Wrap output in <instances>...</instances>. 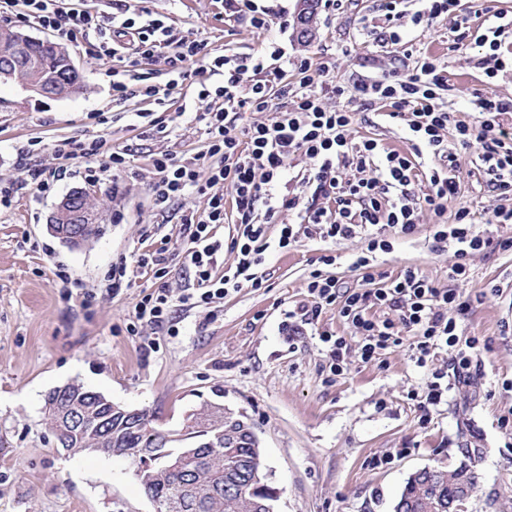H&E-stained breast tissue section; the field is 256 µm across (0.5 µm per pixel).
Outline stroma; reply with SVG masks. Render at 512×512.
<instances>
[{
  "mask_svg": "<svg viewBox=\"0 0 512 512\" xmlns=\"http://www.w3.org/2000/svg\"><path fill=\"white\" fill-rule=\"evenodd\" d=\"M380 3L319 6L317 34L306 44L293 28L274 22L260 30L247 18L230 16L222 0H151L149 7L168 16L177 36L237 57L278 44L289 56L329 64L328 80L342 86L411 71L423 56L436 58L448 70L444 101L467 121L476 93L512 101V28L500 37L505 66L492 74L476 64L484 48L470 40L456 43L454 33L461 17L481 26L489 4L512 15V0H459L455 14L419 27L411 22L419 0H402V46L381 43L386 23ZM67 49L83 72L80 94L50 99L17 82L0 83V179H25L33 164L58 175L50 194L22 197L0 212V512H155L128 459L57 448L44 420L45 396L68 383L101 392L119 406L149 410L165 430L216 404L244 414L261 440L269 479L282 491L277 512H394L411 474L454 469L467 448L480 451L468 512H512V252L477 253L468 261L467 278L453 280L452 253L435 249V217L426 211L415 234L396 239L393 251L380 256V271L393 275L412 266L438 287L460 288L471 299L457 318L459 335L478 341L471 370L450 376L447 396L426 409L410 395L425 387L431 368L418 366L408 344L369 364L350 358L335 376L317 335L321 329L348 334L335 310H323L303 335H288L283 323L289 310L307 303L306 280L325 247L304 238L291 249L278 248L282 225L295 220L288 211L268 226L262 287L230 294L214 310L176 308L175 336L136 324V304L158 286L139 268V254L167 246L168 287L177 294L193 286L194 273L183 262L180 219L206 208L205 198L192 193L170 210L154 209L150 156L167 150L182 160L193 158L204 150L206 136L188 115L174 120L167 139L139 135L132 115L144 102L113 103L107 63L87 56L83 42ZM328 104L352 112V138L372 137L406 150L402 127L376 110L344 97ZM93 112L120 114L108 134L113 146L130 150L134 168L95 184L103 233L72 248L47 224L62 197L83 186L85 162L56 158L51 145L95 131ZM35 137L48 150L27 161L18 158V148ZM454 177L461 192L449 202L445 222L465 205L475 213L477 230L491 240L512 237V224L490 221L500 200L474 149L459 150ZM117 211L124 215L118 224L112 221ZM146 224L156 233L144 243ZM122 256L129 283L108 292L107 273ZM59 266L73 287L55 277Z\"/></svg>",
  "mask_w": 512,
  "mask_h": 512,
  "instance_id": "1",
  "label": "stroma"
}]
</instances>
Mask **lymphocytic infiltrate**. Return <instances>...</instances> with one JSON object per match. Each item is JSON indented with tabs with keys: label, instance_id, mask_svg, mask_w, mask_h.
<instances>
[{
	"label": "lymphocytic infiltrate",
	"instance_id": "obj_1",
	"mask_svg": "<svg viewBox=\"0 0 512 512\" xmlns=\"http://www.w3.org/2000/svg\"><path fill=\"white\" fill-rule=\"evenodd\" d=\"M0 10L14 13L19 22L34 24L73 41L85 38L91 58H108L112 66V98L149 102L141 111L140 129L151 135H168L169 120L162 116L190 73L189 61L204 57L210 75L220 83H200L197 98L209 106L195 113L203 124L207 141L206 169L182 162L167 152L152 154L155 173L153 202L167 210L188 192L207 199L203 214L181 218L180 234L186 263L195 272L193 291L172 299L162 280L168 273L165 248L141 254L138 264L149 269L159 285L145 294L135 308V318L159 326L170 324L174 303L201 307L220 302L244 288H258V274L269 247L267 225L282 211L294 212L296 221L282 225L279 248L294 246L301 238L327 243L358 237L365 250L352 263L358 283L345 285L329 273L335 265L332 250L319 258L306 283L311 305L288 313L289 335H299L304 326L317 323L323 309H335L338 317L360 336L359 359L369 364L381 351L411 337L410 348L419 366H426L435 350L454 353L456 375L468 373L477 341L459 336L449 310L464 312L469 303L455 288H439L419 269L409 266L397 276L378 271L377 253L390 252L395 235L409 236L419 226L421 211L438 219L432 227L437 248L452 247L451 277L466 273V261L490 246L474 227V214L462 206L453 211L452 223H443L448 202L459 195L453 172L458 148H477L478 159L489 183L499 195H512V103L493 96L478 97L476 121L458 120L456 113L439 106L448 89V72L436 60L420 58L411 72L392 78L360 81L351 87L327 82L328 66L313 69L310 58H289L280 46L241 60L208 51L206 43L175 37L165 16L148 7L122 8L106 17L67 7L64 0H0ZM162 65L168 80L162 85H144L138 70L143 63ZM295 73L288 81L287 73ZM348 96L366 108L384 110L403 126L410 148H385L377 139L352 141L351 112L326 105L329 97ZM291 99L293 106L279 112L272 122H244L248 113L266 112L274 101ZM93 118L100 129L83 137L56 141L54 153L64 159L86 163L85 182L97 183L108 175H120L131 165V155L114 147L103 126V113ZM302 155L311 163L304 178L313 185L323 205H303L297 194H282L286 162ZM349 179H341L343 171ZM426 180L428 191L416 197L414 186ZM234 217L236 233L231 240L218 235L227 217ZM230 252L233 263L219 269L217 257Z\"/></svg>",
	"mask_w": 512,
	"mask_h": 512
}]
</instances>
